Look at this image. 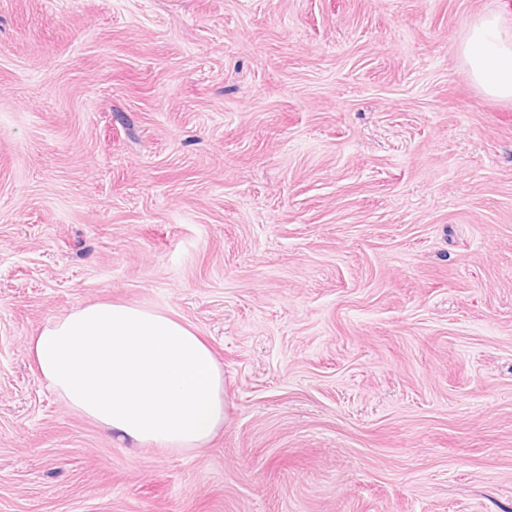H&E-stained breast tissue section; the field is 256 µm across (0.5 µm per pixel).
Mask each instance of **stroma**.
Segmentation results:
<instances>
[{
    "instance_id": "obj_1",
    "label": "stroma",
    "mask_w": 512,
    "mask_h": 512,
    "mask_svg": "<svg viewBox=\"0 0 512 512\" xmlns=\"http://www.w3.org/2000/svg\"><path fill=\"white\" fill-rule=\"evenodd\" d=\"M512 0H0V512H512ZM224 372L205 446L43 381L78 305ZM473 82L487 95L512 101V26L489 13L473 23L461 48Z\"/></svg>"
}]
</instances>
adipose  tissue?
Wrapping results in <instances>:
<instances>
[{"label":"adipose tissue","mask_w":512,"mask_h":512,"mask_svg":"<svg viewBox=\"0 0 512 512\" xmlns=\"http://www.w3.org/2000/svg\"><path fill=\"white\" fill-rule=\"evenodd\" d=\"M461 54L484 93L512 101V24L483 16ZM29 352L50 389L119 439L191 450L209 443L227 418L224 374L212 350L163 312L83 304L49 321Z\"/></svg>","instance_id":"obj_1"}]
</instances>
